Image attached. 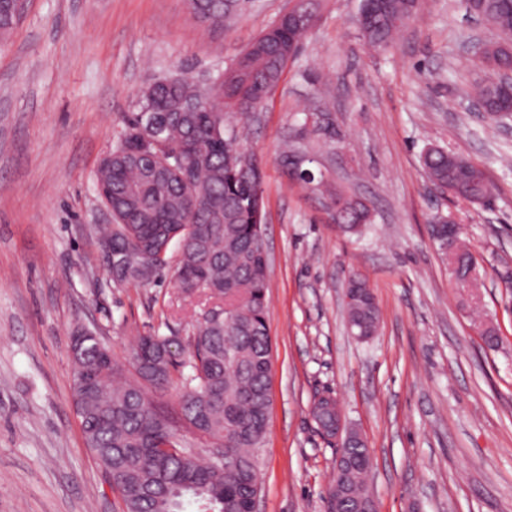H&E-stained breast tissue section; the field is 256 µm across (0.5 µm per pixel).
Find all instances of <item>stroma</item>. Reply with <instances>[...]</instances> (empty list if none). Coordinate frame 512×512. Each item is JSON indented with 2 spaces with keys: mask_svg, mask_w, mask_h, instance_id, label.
I'll return each mask as SVG.
<instances>
[{
  "mask_svg": "<svg viewBox=\"0 0 512 512\" xmlns=\"http://www.w3.org/2000/svg\"><path fill=\"white\" fill-rule=\"evenodd\" d=\"M289 5L251 0L232 23L205 26L184 0H27L0 37V512H123L83 441L70 336L96 331L124 365L139 337L187 344L205 302L168 273L112 286L94 232L111 221L97 168L147 84L230 65ZM359 7L319 0L276 91L227 119L265 173L272 405L257 512H327L336 444L309 414L324 391L367 441L377 512H512V121L471 109L484 71L463 45L472 30L492 32L465 0H421L416 23L370 53ZM304 70L329 79L343 140L317 154L339 190L369 203L361 233L342 232L278 165L307 105ZM432 147L483 167L489 201L429 192ZM440 210L474 256L470 282L430 235ZM354 274L379 308L367 339L345 320Z\"/></svg>",
  "mask_w": 512,
  "mask_h": 512,
  "instance_id": "obj_1",
  "label": "stroma"
}]
</instances>
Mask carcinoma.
I'll use <instances>...</instances> for the list:
<instances>
[{
    "mask_svg": "<svg viewBox=\"0 0 512 512\" xmlns=\"http://www.w3.org/2000/svg\"><path fill=\"white\" fill-rule=\"evenodd\" d=\"M198 22L221 24L243 10V0H185ZM416 0H362L357 24L370 51L390 46L406 21L416 15ZM467 10L483 18L497 34L480 63L509 64L503 50L512 48V4L507 0H471ZM309 28L284 18L256 37L231 65L206 87L182 73L160 78L146 88L138 110L125 119L112 165L97 171L106 183L113 223L100 228V240L128 256L126 265L112 271V284L146 285L165 270H173L175 285L186 297L194 288L222 300L217 320L200 321L189 340L191 373L180 375L182 418L205 428L211 445L228 443L240 470L226 471L209 457L200 459L191 448L168 452L159 448L176 435L168 415L158 411L149 390L173 385V372L187 364L176 360L173 340L142 336L132 349L130 368L109 365L110 348L95 332L83 351L71 356L72 400L85 444L111 482L124 490L125 512H245L248 485L258 480L256 448L266 432L270 407L272 339L267 323L268 259L264 247L265 175L255 164L245 170L240 144L226 124L229 112H255L277 88L294 61ZM312 86L306 112L329 111L310 73ZM500 87L488 80L476 83L475 99L492 104ZM150 109L161 122L159 140L146 143L133 135L140 113ZM314 137L332 146L336 129L284 141L278 156L284 174L303 184L323 201L339 200L342 212L333 214L338 226L356 232L370 223L368 205L336 190L331 178L316 174L314 182L288 170V159ZM423 164L431 186L456 198L473 197L490 186L486 171L468 158L441 149L426 152ZM190 226L191 241L159 258L160 246L172 232ZM182 240L185 233L178 232ZM359 277L350 284L346 305L354 329L372 333L379 317L373 293ZM310 415L327 438L336 434V401L328 392L314 395ZM353 464L334 475L329 490L330 512H350L349 494L359 495L368 477L367 449L348 448Z\"/></svg>",
    "mask_w": 512,
    "mask_h": 512,
    "instance_id": "obj_1",
    "label": "carcinoma"
}]
</instances>
